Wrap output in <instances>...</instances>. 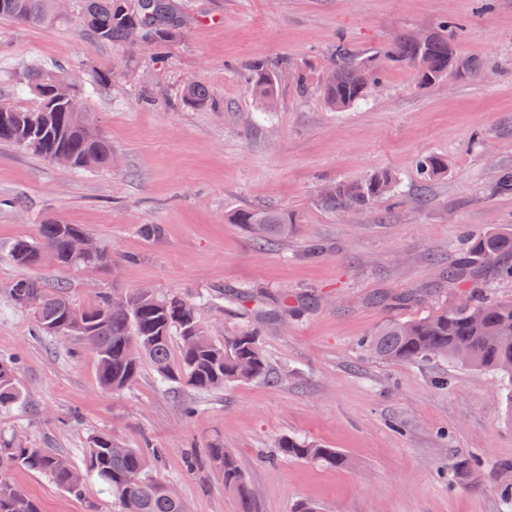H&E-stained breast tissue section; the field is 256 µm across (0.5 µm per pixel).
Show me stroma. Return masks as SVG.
<instances>
[{
    "instance_id": "1",
    "label": "stroma",
    "mask_w": 512,
    "mask_h": 512,
    "mask_svg": "<svg viewBox=\"0 0 512 512\" xmlns=\"http://www.w3.org/2000/svg\"><path fill=\"white\" fill-rule=\"evenodd\" d=\"M192 19L158 52L91 42L77 0H62L49 26L0 20V98L33 106L20 82L29 64L76 72L81 103L112 147L108 171H74L0 143V355L22 361L23 406L0 410V439L55 448L85 468L89 439L111 433L130 448L165 449L154 475L191 512H240L206 456L221 443L246 473L253 512H512L499 487L512 474V398L492 373L430 359L390 363L362 340L462 300L446 271L469 232H512V195L495 190L512 168V0H183ZM453 19L460 59L482 75H448L421 87L410 69L387 65L362 103L330 109L322 96L338 44L383 53L401 34ZM256 58L274 64L278 94L266 108L244 80ZM108 82H100L102 72ZM209 87L212 105L192 108L184 85ZM304 90H297V83ZM438 154L444 173L419 201L418 157ZM399 187L368 209L331 211L323 190L376 171ZM270 206L292 226L276 248H259L234 212ZM82 225L108 247L110 268L22 267L13 242L40 224ZM155 224L158 235L139 228ZM35 277L87 305L103 291L150 288L210 296L203 319L214 341L265 326L262 349L277 383L209 393L158 385L151 366L127 390L104 391L85 344L37 336L10 285ZM416 294L406 305L397 295ZM277 324L264 316L281 302ZM344 454L328 469L274 453L284 437ZM198 458L187 471L188 457ZM469 457V474L454 468ZM14 481L43 512H121L86 482L79 501L42 475Z\"/></svg>"
}]
</instances>
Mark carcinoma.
Returning a JSON list of instances; mask_svg holds the SVG:
<instances>
[{
	"label": "carcinoma",
	"mask_w": 512,
	"mask_h": 512,
	"mask_svg": "<svg viewBox=\"0 0 512 512\" xmlns=\"http://www.w3.org/2000/svg\"><path fill=\"white\" fill-rule=\"evenodd\" d=\"M81 18L90 37L98 43H112L134 50L130 30L142 26L157 49L177 39L189 26L190 17L181 0H135L127 7L123 0H79ZM0 19L18 24L47 26L56 20L55 0H0ZM455 20L441 22L424 41L405 35L395 40L383 57L352 56L344 49L336 56L323 84V97L337 110L364 99L382 82L384 62L408 66L420 86H430L455 71L463 76L478 69L457 57L453 44ZM272 63L256 59L249 66L252 92L269 103L276 96L270 77ZM66 76L61 71L31 70L27 89L36 98L33 108L0 105V143H13L48 160L70 159L74 169L112 167V149L86 112L72 111L58 93ZM185 101L203 107L210 91L191 83ZM444 167L440 157L422 156L416 162L420 179L435 177ZM396 180L380 171L360 183L339 182L328 187L323 204L332 209L367 207L390 195ZM243 225L260 245L288 234V213L282 210L241 209L232 217ZM87 237L77 224L57 220L41 225L38 241L18 239L10 249L11 260L22 266L41 265V254L50 250L62 266L101 267L112 264V253L91 241L85 255L72 252L71 241ZM468 253L480 262L490 254L512 252V233L479 234L466 240ZM475 277L468 262L450 261L448 278ZM15 306L31 312L35 333L54 338H77L97 358L98 381L107 391L121 392L139 377L143 363H149L165 385L190 387L211 392L227 384L279 380L261 349V332L256 328L213 341L201 316L200 307L179 295H159L139 289L124 295L104 292L84 307L75 306L63 288L48 289L32 278L19 279L10 286ZM178 338V355H172V339ZM364 347L384 361L415 363L430 358L446 359L492 371L512 383V301L492 302L468 299L438 308L428 315L384 325L368 338ZM18 363L0 357V409L21 404ZM165 453L162 448L144 451L126 448L112 435L97 433L90 438L86 470L102 489L121 504L122 512H189L172 490L157 481L155 464ZM277 455L306 460L325 468L347 463L334 448L309 440L288 437L277 444ZM209 459L222 469L224 487L239 500L241 512H251L253 488L232 453L221 444L208 451ZM25 470L43 475L70 496L84 497V475L68 457L52 448H28L21 443H0V468ZM0 512H41L38 503L22 487H0Z\"/></svg>",
	"instance_id": "obj_1"
}]
</instances>
